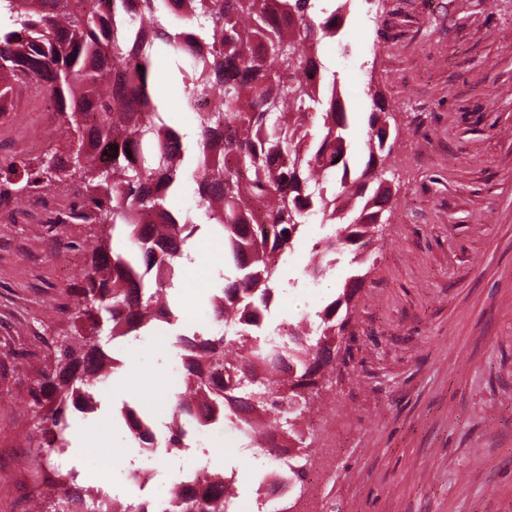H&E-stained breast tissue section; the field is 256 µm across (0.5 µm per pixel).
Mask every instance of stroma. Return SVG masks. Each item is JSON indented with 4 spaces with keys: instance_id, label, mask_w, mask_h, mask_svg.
Segmentation results:
<instances>
[{
    "instance_id": "stroma-1",
    "label": "stroma",
    "mask_w": 512,
    "mask_h": 512,
    "mask_svg": "<svg viewBox=\"0 0 512 512\" xmlns=\"http://www.w3.org/2000/svg\"><path fill=\"white\" fill-rule=\"evenodd\" d=\"M342 13L318 58L355 110L351 168L368 159L373 94L401 135L392 208L353 302V360L337 366L318 402L325 423L314 446L331 457L315 512H512V0H346ZM158 66L167 76L154 102L194 133L180 74L167 58ZM50 106L44 86L26 112L0 114V154L42 156ZM30 201L0 206V512H28L47 476L25 455L36 421L29 393L51 364L54 339L75 333L83 244L100 231L17 219ZM191 243L196 259L172 309L204 326L224 250L205 225ZM350 271L343 256L318 284L287 289L274 323L329 302ZM109 351L120 368L96 411L73 420L83 453L63 458L84 485L128 501L162 497L199 455L163 459L144 490L130 488L127 470L143 458L116 410L126 402L147 417L167 415L173 355L153 336ZM202 445L230 449L224 465L261 466L233 429H210Z\"/></svg>"
}]
</instances>
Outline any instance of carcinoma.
Returning <instances> with one entry per match:
<instances>
[{
	"label": "carcinoma",
	"instance_id": "carcinoma-1",
	"mask_svg": "<svg viewBox=\"0 0 512 512\" xmlns=\"http://www.w3.org/2000/svg\"><path fill=\"white\" fill-rule=\"evenodd\" d=\"M322 0H0V112L33 85L52 92L64 143L17 163L0 160V200L76 184L69 211L107 230L87 249L88 262L73 318L88 334L54 345L51 370L30 391L43 410L39 423L57 430L50 458L68 447L74 413L94 410V391L107 386L118 361L95 337L129 342L167 330L176 350L180 391L168 420L158 424L124 405L121 418L132 438L153 456L181 452L188 428L231 426L247 447L270 462L254 477L258 486L278 468L279 449L257 438L255 425L276 417L291 445L307 449L287 463L298 496L311 465L314 435L298 428L320 389L296 392L309 374L333 368L332 349L350 321L353 294L366 277L377 216L389 202L377 182L365 181L376 161L392 155L399 132L368 118V161L357 174L348 162L353 126L336 78L318 67V34L334 36L343 23ZM163 51L183 62L190 100L210 85L224 87V104L196 113L192 142L169 124L151 98L163 77L152 58ZM282 60L283 68L271 62ZM197 185L194 204L173 212L169 200L186 179ZM360 198L357 214L341 217L337 200ZM316 217L330 231L312 247L302 271L311 283L349 251L353 274L325 306L280 331L269 320L284 286L281 262L302 228ZM219 229L216 241L232 268L210 297L213 326L186 331L170 307L179 272L191 261L188 243L199 219ZM224 375L213 384L211 373ZM203 402L198 415L191 400ZM220 484L198 498L173 483L164 512H224V492L238 470L214 469ZM56 502L45 493L35 512H146L143 500L127 502L103 488L63 475Z\"/></svg>",
	"mask_w": 512,
	"mask_h": 512
}]
</instances>
